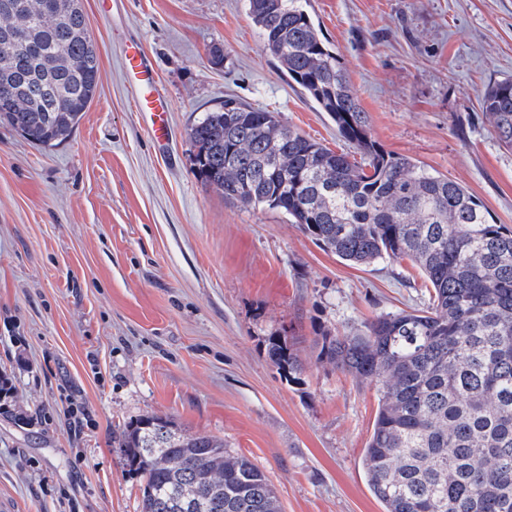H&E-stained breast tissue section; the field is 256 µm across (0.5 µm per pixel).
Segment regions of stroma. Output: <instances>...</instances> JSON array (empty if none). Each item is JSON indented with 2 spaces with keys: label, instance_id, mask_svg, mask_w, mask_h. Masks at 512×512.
I'll use <instances>...</instances> for the list:
<instances>
[{
  "label": "stroma",
  "instance_id": "1",
  "mask_svg": "<svg viewBox=\"0 0 512 512\" xmlns=\"http://www.w3.org/2000/svg\"><path fill=\"white\" fill-rule=\"evenodd\" d=\"M100 61L72 138L0 125V501L12 512H140L123 431L145 415L223 439L281 512H383L363 452L379 394L318 358L324 331L427 308L406 259L351 267L287 215L225 200L193 166L190 125L226 99L278 113L333 151L327 113L265 52L246 0H83ZM371 138L477 196L512 227V149L481 107L512 77V0H307ZM170 104L157 143L122 51ZM296 341L291 381L266 341Z\"/></svg>",
  "mask_w": 512,
  "mask_h": 512
}]
</instances>
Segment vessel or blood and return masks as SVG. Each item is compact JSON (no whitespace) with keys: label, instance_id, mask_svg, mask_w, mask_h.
Masks as SVG:
<instances>
[{"label":"vessel or blood","instance_id":"b4317fda","mask_svg":"<svg viewBox=\"0 0 512 512\" xmlns=\"http://www.w3.org/2000/svg\"><path fill=\"white\" fill-rule=\"evenodd\" d=\"M123 65L136 94L138 111L149 115L153 138L160 143L166 142L169 135V105L157 89L154 66L134 47L125 50Z\"/></svg>","mask_w":512,"mask_h":512}]
</instances>
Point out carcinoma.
Listing matches in <instances>:
<instances>
[{"label": "carcinoma", "instance_id": "obj_1", "mask_svg": "<svg viewBox=\"0 0 512 512\" xmlns=\"http://www.w3.org/2000/svg\"><path fill=\"white\" fill-rule=\"evenodd\" d=\"M0 12L4 32L32 25L26 60L34 97L16 93L0 45V122L44 148L67 140L99 82L82 0H28ZM266 53L336 125L334 152L273 112L226 101L190 127L193 165L224 198L267 207L351 265L409 259L433 289L425 311L388 313L355 335L326 332L318 359L377 387L364 449L368 485L384 512H512V229L465 186L382 150L346 71L301 0H247ZM481 106L512 148V78ZM269 361L301 370L298 349L271 336ZM123 446L141 481V512H280L274 488L224 440L191 434L166 416L129 424Z\"/></svg>", "mask_w": 512, "mask_h": 512}]
</instances>
